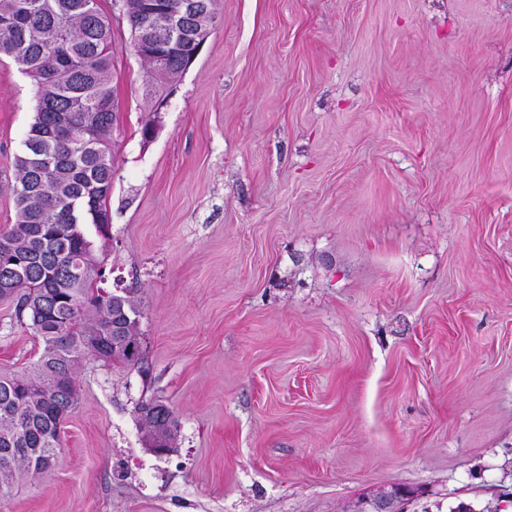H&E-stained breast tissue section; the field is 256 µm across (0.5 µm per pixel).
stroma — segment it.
Masks as SVG:
<instances>
[{"instance_id": "1", "label": "stroma", "mask_w": 512, "mask_h": 512, "mask_svg": "<svg viewBox=\"0 0 512 512\" xmlns=\"http://www.w3.org/2000/svg\"><path fill=\"white\" fill-rule=\"evenodd\" d=\"M108 287L150 383L86 360L0 512H512V0H217L153 93L119 0ZM37 83L0 57V232ZM158 131L144 141L141 127ZM42 350L0 300V371ZM178 419L156 455L142 395ZM410 492L408 489L394 486L390 492L385 495H378L376 497H366L359 504V508L354 510L357 512H394L401 509L393 507L400 505L408 498H412L415 493Z\"/></svg>"}]
</instances>
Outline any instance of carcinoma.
<instances>
[{
  "label": "carcinoma",
  "mask_w": 512,
  "mask_h": 512,
  "mask_svg": "<svg viewBox=\"0 0 512 512\" xmlns=\"http://www.w3.org/2000/svg\"><path fill=\"white\" fill-rule=\"evenodd\" d=\"M173 18L151 27L146 3L128 0L134 36H146L158 60L152 79L165 85L182 55L170 45L209 34L216 0H156ZM0 54L37 81L34 120L16 159V224L0 234V281L14 290L16 317L43 345L21 374L0 373V500L51 471L61 424L79 401L75 371L93 358L137 366L141 312L134 293L98 286L101 263L84 226L104 233L112 194L111 136L116 121L109 81L112 30L99 0H0ZM7 448H21L7 455Z\"/></svg>",
  "instance_id": "carcinoma-1"
}]
</instances>
